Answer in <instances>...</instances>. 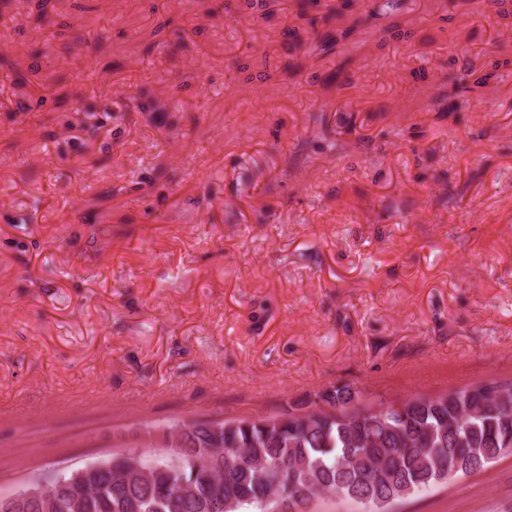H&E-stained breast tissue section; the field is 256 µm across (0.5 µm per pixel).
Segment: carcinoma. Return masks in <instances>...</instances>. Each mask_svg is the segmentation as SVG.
Masks as SVG:
<instances>
[{
    "label": "carcinoma",
    "mask_w": 512,
    "mask_h": 512,
    "mask_svg": "<svg viewBox=\"0 0 512 512\" xmlns=\"http://www.w3.org/2000/svg\"><path fill=\"white\" fill-rule=\"evenodd\" d=\"M403 6V0H377L355 26L382 16L397 18ZM319 7L331 26L349 4L298 0V16ZM349 33L340 27L321 33L320 49L332 51ZM511 64L498 60L485 72L467 64L450 77L452 89L478 99L496 70ZM485 387L452 390L446 402L422 396L402 414L391 406L369 413L350 386L325 387L314 399L274 417L270 426L242 419L218 436L198 426L189 435L194 447L171 448L162 460L134 449L115 453L105 460L107 469L85 470L76 488L59 472L48 484L49 512H209L218 500L224 512L248 507L268 512L267 498L304 493L353 501L368 496L390 506L471 475L489 465L493 453L512 449V391L493 396ZM320 401L348 408L350 421L321 410L299 417Z\"/></svg>",
    "instance_id": "obj_1"
}]
</instances>
